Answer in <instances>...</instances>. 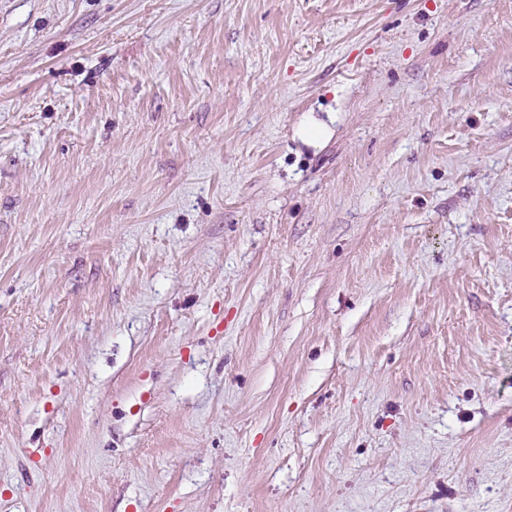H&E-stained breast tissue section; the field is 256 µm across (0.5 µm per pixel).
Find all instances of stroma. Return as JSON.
I'll list each match as a JSON object with an SVG mask.
<instances>
[{"mask_svg":"<svg viewBox=\"0 0 512 512\" xmlns=\"http://www.w3.org/2000/svg\"><path fill=\"white\" fill-rule=\"evenodd\" d=\"M0 512H512V0H0Z\"/></svg>","mask_w":512,"mask_h":512,"instance_id":"1","label":"stroma"}]
</instances>
